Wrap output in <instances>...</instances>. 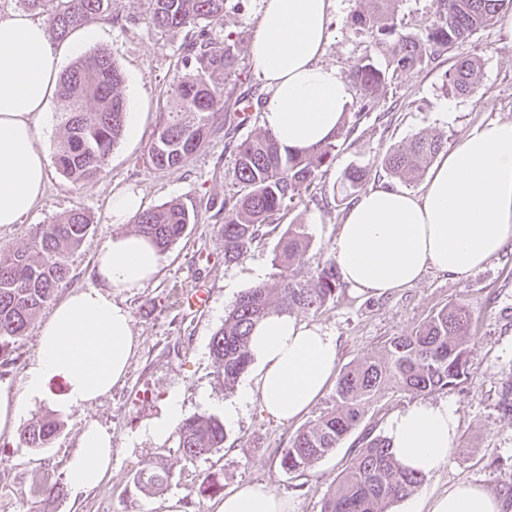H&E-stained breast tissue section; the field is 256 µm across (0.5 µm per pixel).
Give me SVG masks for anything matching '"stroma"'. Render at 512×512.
Returning a JSON list of instances; mask_svg holds the SVG:
<instances>
[{
    "instance_id": "1",
    "label": "stroma",
    "mask_w": 512,
    "mask_h": 512,
    "mask_svg": "<svg viewBox=\"0 0 512 512\" xmlns=\"http://www.w3.org/2000/svg\"><path fill=\"white\" fill-rule=\"evenodd\" d=\"M357 5L358 0H335L321 58L322 64L336 67L346 79L353 62L370 52L368 42L351 24ZM262 7L263 0H227L223 16L209 25L214 32L231 35L238 46L239 66L225 83V100L230 104L252 100L248 115L228 114L238 141L263 128L261 109L268 91L250 56ZM150 9V0H109L108 10L95 24L97 40L72 45L62 61L67 67L95 50L108 51L123 75L128 109L139 115L137 128L124 130L99 178L78 184L57 165L63 112L61 100H53L38 134V146L48 162L44 196L25 223L0 227V247H29L36 225L51 223L71 210L86 212L91 228L69 258L67 289H74L96 283L97 254L113 234L109 217L113 192H137L147 209L181 200L194 211L195 222L164 252L155 280L146 288L115 296L130 312L136 343L125 378L93 404L70 412L51 405L62 385L49 383L48 400L29 407L22 417L26 423L43 416L60 421L61 429L47 448H26L18 437H0V512H169L174 502L183 512H216L223 494L197 493L211 473L221 476L223 493L245 484H263L288 500L291 512H322L337 477L354 456L358 433L310 469L285 471L280 456L291 436L332 408L334 389H327L308 412L289 422L268 418L258 405L246 406L238 421L227 426L223 448L198 459L183 457L175 438L159 444L141 434L162 415L173 392L181 399L184 417H222L224 403L237 399L239 392L225 390L219 381L210 354L211 337L242 291L259 284L273 288L279 279L272 264L276 236L255 241L239 260L224 259L218 208L239 186L235 154L225 147L223 131L211 132L208 141L179 166L156 171L146 162L164 93L184 72L183 46L189 39L184 28H154ZM464 50L481 60V99L444 94L441 65L402 76L371 112L346 124L336 159L323 168L318 188L303 192L301 202L275 215V222L284 227L306 225L310 237L306 271L316 270L331 256L352 204L343 189L346 170L369 169L368 178L357 187L361 193L380 184L418 192L424 179L408 183L384 172L381 161L391 148L422 133L443 134L453 147L475 128L512 121V34L505 22L481 30ZM199 286L210 292L208 307L196 311L177 304V292ZM456 302L468 305L473 313L469 374L456 387L429 395L428 400L454 407L459 432L449 466L427 478L420 492L438 494L457 483L473 482L498 497L502 512H512V415L501 410L503 398H512V239L464 278L431 269L416 284L382 296L340 285L334 298L308 320L336 336L337 367L342 370L365 355L380 353L389 339L410 333ZM50 312V307H43L31 321L15 345L14 363L0 366L1 382L21 386L36 356L39 327ZM415 399L412 393L384 391L370 405L361 430L383 434L390 416ZM91 422L112 434V470L98 488L78 493L67 483L65 470L82 430ZM158 456L166 460L171 477L155 492L142 493L133 476L144 461Z\"/></svg>"
}]
</instances>
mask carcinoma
<instances>
[{
  "instance_id": "1",
  "label": "carcinoma",
  "mask_w": 512,
  "mask_h": 512,
  "mask_svg": "<svg viewBox=\"0 0 512 512\" xmlns=\"http://www.w3.org/2000/svg\"><path fill=\"white\" fill-rule=\"evenodd\" d=\"M24 9L47 15L54 37L61 41L72 31L92 24L107 0H20ZM225 0H151L149 23L159 29L192 31L184 47L187 73L167 90L166 110L159 113L148 163L163 170L185 163L202 145L224 115V81L237 70L235 40L214 37L207 24L224 13ZM399 0H362L353 15L357 33L376 50L391 47L385 66L367 54L353 65L351 78L360 91L353 117L361 118L387 92L388 86L414 69L439 65L449 50L467 43L480 30L512 12V0H435L434 17L414 33L398 24ZM481 62L459 57L445 73L443 87L458 96L480 94ZM122 74L106 51L75 61L60 79L64 101V140L57 155L62 172L76 183L98 178L107 166L126 122L127 105ZM446 147L440 134L415 136L409 144L390 150L382 167L400 180L423 172ZM335 140L292 151L269 131L259 132L235 147V179L242 194L224 200V260L242 257L252 242L274 231L272 217L300 199V191L320 180V172L336 156ZM195 215L178 200L146 209L135 218L138 233L166 251L184 236ZM91 218L80 210L59 215L36 227L25 250H0V362H10L14 345L35 314L55 291L67 283L68 259L86 237ZM310 239L303 224H290L281 233L273 265L279 285H256L239 295L214 332L210 353L217 377L231 390L252 362L249 337L265 317L278 311L317 312L335 296L340 277L329 258L309 278L298 277ZM472 314L468 306L452 303L433 314L409 334L392 338L379 356L358 360L344 370L335 388L334 407L288 439L280 458L289 472L314 467L332 453L361 424L369 405L385 390L432 394L460 384L468 371ZM54 418H37L20 432V444L44 448L58 433ZM177 448L189 459L208 456L224 447V424L212 416L187 418L177 433ZM350 465L340 474L322 512H391L397 502L425 482L394 457L383 436L364 434ZM170 478L165 460H147L133 483L151 492ZM224 484L211 473L198 487L212 496Z\"/></svg>"
}]
</instances>
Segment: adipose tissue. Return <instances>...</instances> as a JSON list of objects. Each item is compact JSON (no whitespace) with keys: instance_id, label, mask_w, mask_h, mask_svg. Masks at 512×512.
<instances>
[{"instance_id":"obj_1","label":"adipose tissue","mask_w":512,"mask_h":512,"mask_svg":"<svg viewBox=\"0 0 512 512\" xmlns=\"http://www.w3.org/2000/svg\"><path fill=\"white\" fill-rule=\"evenodd\" d=\"M333 0H264L251 58L271 96L264 127L291 149L330 139L352 100V87L320 64L328 42ZM61 52L45 26L29 14L0 18V226L23 223L48 178L36 145L40 122L57 87ZM142 209L137 194L118 192L111 222L118 229L100 249L97 285L77 288L52 309L39 330L37 354L21 388L0 382V436L14 434L24 411L44 399L48 382L66 389L55 401L70 411L94 403L126 374L135 350L131 317L113 291L146 287L163 256L138 233L121 232ZM512 239V122L470 131L434 166L424 189L375 188L361 194L341 224L332 251L343 280L381 296L414 285L428 269L465 277ZM255 370L238 400L225 403L224 420L258 401L279 421L306 413L336 369L337 343L320 326L289 313L274 314L253 330ZM458 420L447 404L415 402L394 413L385 436L405 467L432 476L450 462ZM112 464V435L97 424L83 429L66 477L76 491L96 488ZM424 512H500L484 487L460 483L425 498ZM262 484L225 495L218 512H288Z\"/></svg>"}]
</instances>
